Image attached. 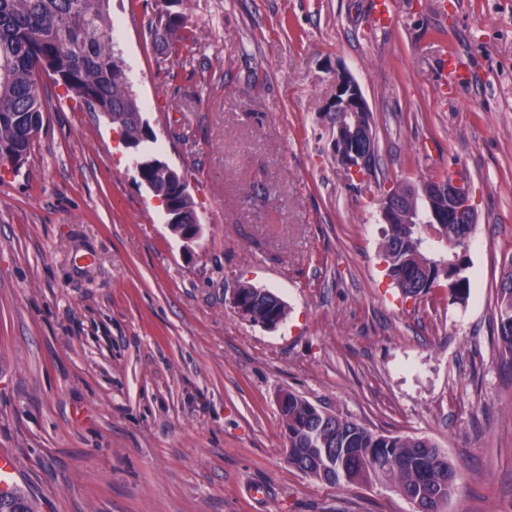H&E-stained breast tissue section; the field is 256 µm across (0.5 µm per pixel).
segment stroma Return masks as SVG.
<instances>
[{"label": "stroma", "instance_id": "obj_1", "mask_svg": "<svg viewBox=\"0 0 512 512\" xmlns=\"http://www.w3.org/2000/svg\"><path fill=\"white\" fill-rule=\"evenodd\" d=\"M184 0L193 48L159 56L156 0H110L116 48L204 226L182 241L121 131L41 73L44 125L0 170V452L39 512H413L394 485L288 464L279 396L432 440L460 474L441 512H512V363L497 292L512 264V0ZM472 82L444 88L448 52ZM349 73L371 173L322 113ZM464 167L470 293L405 297L382 194ZM275 293L269 330L231 292ZM240 287L241 288L237 287L233 289L231 300L234 308L241 317L250 322H255L254 319L257 318L258 321L256 323L269 329L277 327L282 321H276L272 316L263 319L257 315L265 317L268 313L273 312L277 318L285 319L287 315L286 306L273 292L265 290L267 293L262 297L259 310L257 311V315H255L253 310L254 297L246 295L243 288H247L245 289L247 292H253L256 288L250 285H242Z\"/></svg>", "mask_w": 512, "mask_h": 512}]
</instances>
